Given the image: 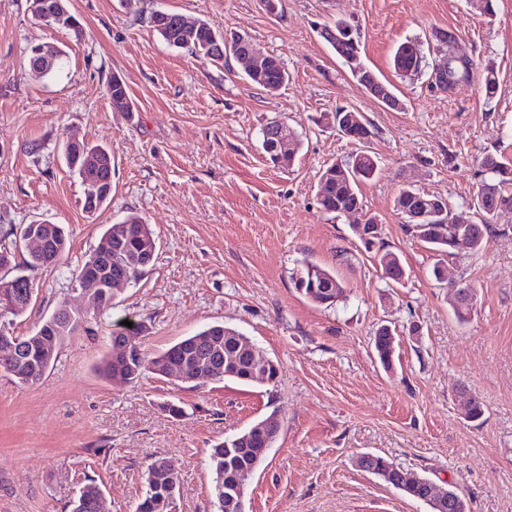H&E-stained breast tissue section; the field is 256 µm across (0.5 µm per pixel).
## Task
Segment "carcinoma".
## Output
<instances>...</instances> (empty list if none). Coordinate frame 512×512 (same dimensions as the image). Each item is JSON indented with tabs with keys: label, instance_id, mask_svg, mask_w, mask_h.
<instances>
[{
	"label": "carcinoma",
	"instance_id": "carcinoma-1",
	"mask_svg": "<svg viewBox=\"0 0 512 512\" xmlns=\"http://www.w3.org/2000/svg\"><path fill=\"white\" fill-rule=\"evenodd\" d=\"M44 7L62 16L60 30L70 31L75 37L82 36L79 20L71 12L68 0H40ZM180 14L166 12L159 19L150 14L149 23L165 44L170 47L186 49L196 57L218 62L223 56L233 54L236 40H227L224 32L212 26L208 21L197 19L190 29H183L178 20ZM455 34L450 31L437 30L431 42L432 51L445 58H451ZM419 61L407 54L395 53L392 68L396 74L406 76L417 71ZM250 80L269 93L277 92L288 81V71L284 63L276 56L269 57L267 66L250 77ZM106 94L112 108L121 112H135L137 107L130 97L126 82L115 75L106 83ZM334 121L338 122L340 132L350 140L365 144L370 137V123L360 112H337ZM276 122L270 121L260 130L261 149L267 160L274 165L280 164L279 150L274 146ZM88 151L103 158L101 166L88 169L72 164V157L77 151ZM62 155L69 171L78 178L82 187V208L88 214H95L112 196V153L102 142L85 141L80 146L65 141ZM487 178L479 184L477 191L465 209L452 208L443 198L421 192L413 188H403L395 199V208L406 217L407 211L420 206L429 207L433 204L446 209L448 220L434 217L427 224H415L406 219L408 231L416 238L425 242L430 249L440 255L457 257L462 253H476L483 247L486 235L491 232L494 219L504 208L512 209V160L486 154L479 160ZM346 174H336V164L326 166L321 173L317 185V199L320 208L327 214L338 216L343 211L355 207H363L360 185L373 180L379 173V164L369 151L359 149L355 154L342 162ZM151 236L150 225L138 214L127 215L118 224L104 226L100 240L117 237L125 241L132 261L112 262V276H126L132 282L137 281L152 262L141 257V235ZM68 239L62 225H57V233L49 241L48 249L42 254L22 251L25 242L14 227L0 230V246H8L12 253H23L20 265L25 269H47L55 266L67 249ZM382 277L394 283L402 281V260L398 254L387 251L380 258ZM292 280L297 291L308 301L335 307L346 299V289L336 271L325 268L313 261L304 259L292 273ZM331 285L339 291L325 292ZM470 290L471 302L451 304L453 313L459 322L469 320L476 300V289L464 285ZM16 297H25L23 304L12 318L23 316L31 306L36 295L35 284L23 283L14 289ZM87 321L81 311L70 309L60 317V332L56 336H37L30 334L21 337L23 350L15 359L0 358V370L10 376L18 385H34L38 383L51 365L54 364L58 346L61 341L76 332ZM143 324L133 322L128 327L121 322L113 323L111 342L127 336L141 334ZM236 329L222 324L209 325L199 332L186 336L168 348L150 357L141 352L138 346L131 347L129 358L120 362L108 355L99 366L100 373L111 384L118 386L132 382L146 372L166 376L168 373L183 368L186 373L193 372L201 357H209L224 368V358L235 353L231 336ZM394 330L387 325L378 327L373 336V349L381 366L389 371L393 367ZM279 371L271 368L263 377H245L237 371L227 370L221 378L230 379L242 384L274 385L277 383ZM241 433L224 439L211 448L210 469L214 512H233L225 499L226 488L233 483L237 471L245 466L258 468L265 460L266 453L260 451L264 444L250 438L247 442L240 441ZM377 464L369 473L379 477L385 483L401 491L404 495L422 500L430 493L428 484L416 483L408 479L409 472L396 466L387 458L375 456ZM145 491L138 498L135 512H169L174 501L173 494L178 488V477L163 458L151 461L144 474ZM102 490L95 482L85 484L71 504L70 512H99L98 505L102 499Z\"/></svg>",
	"mask_w": 512,
	"mask_h": 512
}]
</instances>
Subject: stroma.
<instances>
[{
  "mask_svg": "<svg viewBox=\"0 0 512 512\" xmlns=\"http://www.w3.org/2000/svg\"><path fill=\"white\" fill-rule=\"evenodd\" d=\"M81 37L31 19L30 0H0V225H64L70 246L56 269L33 270L25 336L61 301L88 318L34 385L0 372V512H69L88 481L105 512H134L144 471L156 458L179 477L173 512H212L209 454L225 437L278 411L282 428L265 462L245 479L247 512H430L361 469L364 453L456 490L468 512H512V211L496 218L475 254L435 258L394 207L403 186L466 207L482 178L477 158L512 160V0L481 14L470 0H70ZM162 8L247 33L279 57L289 79L276 94L253 84L235 58L204 61L167 46L149 24ZM357 29L363 62L395 87L403 107L370 96L321 37L323 24ZM454 32L457 52L477 68L469 83L440 92L432 32ZM415 41L424 58L403 78L391 61ZM63 43L61 71L40 77L25 63L35 42ZM497 95L486 100L485 68ZM122 77L137 109L119 112L106 95ZM364 113L366 144L382 173L362 186L363 209L382 224L388 250L406 267L402 284L381 277L355 217L325 214L316 186L326 164L355 151L321 114ZM286 120L302 146L291 164L267 163L260 129ZM112 151V197L95 216L61 155L71 133ZM42 145L30 153L31 142ZM131 212L157 240L153 265L129 284L110 317L73 292L72 270L105 225ZM336 270L348 298L334 308L306 300L291 279L303 259ZM477 291L459 323L448 286ZM132 316L153 356L205 325L221 322L277 360L276 386L214 380L190 386L148 373L121 387L97 367L109 352L111 319ZM392 324V370L375 358L378 324ZM485 405L463 417L457 390ZM181 407L178 416L166 404Z\"/></svg>",
  "mask_w": 512,
  "mask_h": 512,
  "instance_id": "stroma-1",
  "label": "stroma"
}]
</instances>
